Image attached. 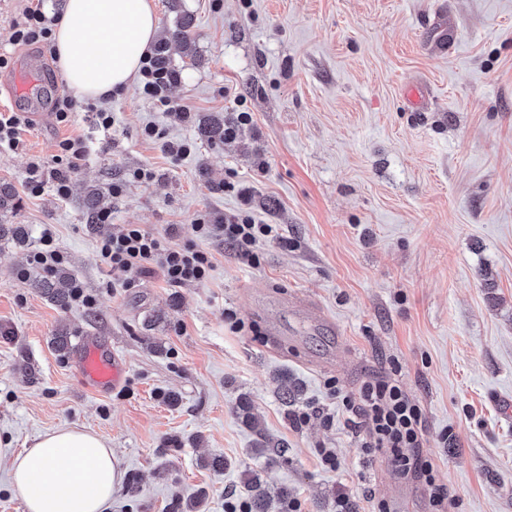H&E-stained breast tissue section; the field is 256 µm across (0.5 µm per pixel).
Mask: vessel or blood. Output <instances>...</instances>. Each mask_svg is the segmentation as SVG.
<instances>
[{"label": "vessel or blood", "mask_w": 512, "mask_h": 512, "mask_svg": "<svg viewBox=\"0 0 512 512\" xmlns=\"http://www.w3.org/2000/svg\"><path fill=\"white\" fill-rule=\"evenodd\" d=\"M74 365L82 388L100 396L119 390L129 372L127 361L113 350L111 343L92 334L85 336Z\"/></svg>", "instance_id": "vessel-or-blood-1"}]
</instances>
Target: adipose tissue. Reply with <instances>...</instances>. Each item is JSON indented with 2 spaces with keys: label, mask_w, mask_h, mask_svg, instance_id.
I'll list each match as a JSON object with an SVG mask.
<instances>
[{
  "label": "adipose tissue",
  "mask_w": 512,
  "mask_h": 512,
  "mask_svg": "<svg viewBox=\"0 0 512 512\" xmlns=\"http://www.w3.org/2000/svg\"><path fill=\"white\" fill-rule=\"evenodd\" d=\"M158 29L150 0H63L58 65L82 97H107L134 79ZM123 477L104 438L68 426L41 435L10 468L28 512H105Z\"/></svg>",
  "instance_id": "adipose-tissue-1"
}]
</instances>
